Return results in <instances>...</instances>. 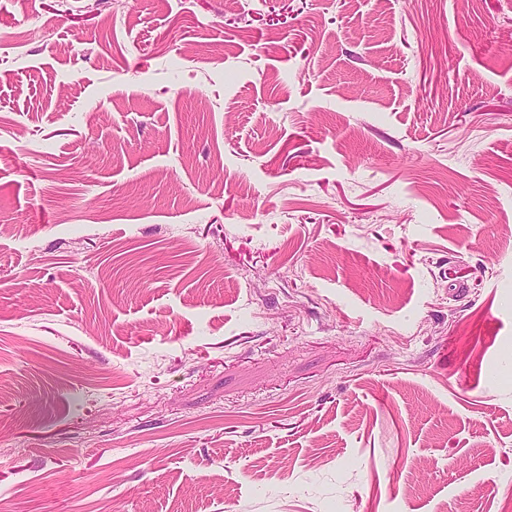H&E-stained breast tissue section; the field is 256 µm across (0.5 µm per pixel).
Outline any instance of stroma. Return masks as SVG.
Returning a JSON list of instances; mask_svg holds the SVG:
<instances>
[{
	"label": "stroma",
	"mask_w": 512,
	"mask_h": 512,
	"mask_svg": "<svg viewBox=\"0 0 512 512\" xmlns=\"http://www.w3.org/2000/svg\"><path fill=\"white\" fill-rule=\"evenodd\" d=\"M512 0H0V512H501Z\"/></svg>",
	"instance_id": "1"
}]
</instances>
